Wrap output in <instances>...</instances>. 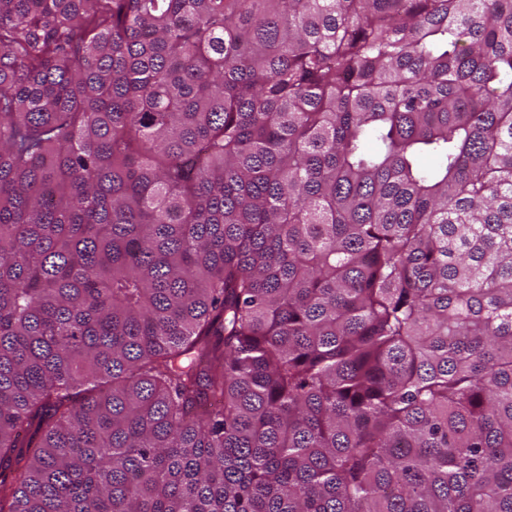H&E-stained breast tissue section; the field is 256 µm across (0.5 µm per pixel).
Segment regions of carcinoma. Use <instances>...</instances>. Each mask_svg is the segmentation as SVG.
<instances>
[{
	"label": "carcinoma",
	"instance_id": "1",
	"mask_svg": "<svg viewBox=\"0 0 512 512\" xmlns=\"http://www.w3.org/2000/svg\"><path fill=\"white\" fill-rule=\"evenodd\" d=\"M0 512H512V0H0Z\"/></svg>",
	"mask_w": 512,
	"mask_h": 512
}]
</instances>
